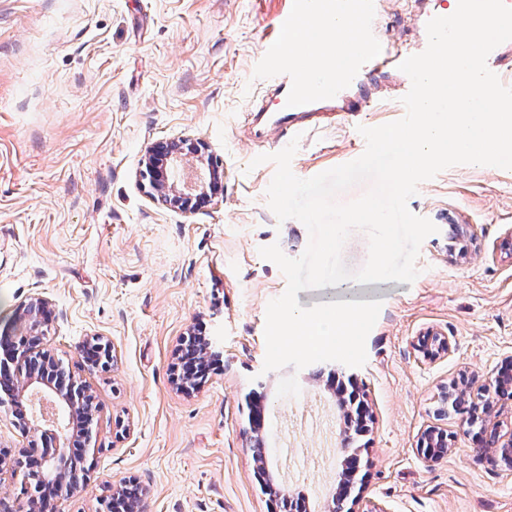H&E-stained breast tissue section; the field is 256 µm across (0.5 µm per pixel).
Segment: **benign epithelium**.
Listing matches in <instances>:
<instances>
[{
  "label": "benign epithelium",
  "mask_w": 512,
  "mask_h": 512,
  "mask_svg": "<svg viewBox=\"0 0 512 512\" xmlns=\"http://www.w3.org/2000/svg\"><path fill=\"white\" fill-rule=\"evenodd\" d=\"M193 159L206 162L210 185L195 192L179 191L172 185L170 173L174 165ZM141 177L146 180L142 188L153 200L182 212L193 213L207 207L223 190V171L209 158L208 145L200 138L178 136L146 146L141 157ZM53 316L49 300L32 295L18 305L12 329L0 333L5 339V358L0 359V372L13 379L11 388L0 390V408L11 411L18 397L36 394L52 409L50 415L43 411L16 415L17 426L30 436V447L40 449V454L31 460L21 449L9 459L0 457V475L6 470L21 471L24 480L21 495L10 502L0 497V512H56L52 500L73 495L90 480L92 466L86 464V457L99 452L96 440L100 406L80 372L107 369L112 362V344L97 336L91 347L82 352L76 365L65 363L42 345ZM190 343L194 345L193 359L197 362L203 363L213 354L212 342L203 336L190 339ZM477 382L476 376L465 374L461 380L443 388L441 412L447 413L454 393L464 387L471 388ZM345 394L343 389L333 393L345 422L350 426H367L370 418L367 401L355 395L347 400ZM492 408L491 396L474 398L466 423L473 426L485 421L491 417ZM250 428L256 442L258 469L264 472V488L274 498L280 512H292L293 502L270 480L269 459L263 444L264 411L260 402L252 408ZM71 447L84 449L78 467L65 458V449ZM420 451L435 459L444 456L448 451L447 433L434 427L426 430L421 437ZM476 452L492 468L509 470L512 468V435L505 440L494 431L479 441ZM356 474V463L346 458L341 482L323 505L322 512H345ZM128 484L125 480L113 488L112 499L101 503L97 512H140V502L130 501L124 495Z\"/></svg>",
  "instance_id": "7a95c632"
}]
</instances>
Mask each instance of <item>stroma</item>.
<instances>
[{
  "instance_id": "35a3bbf8",
  "label": "stroma",
  "mask_w": 512,
  "mask_h": 512,
  "mask_svg": "<svg viewBox=\"0 0 512 512\" xmlns=\"http://www.w3.org/2000/svg\"><path fill=\"white\" fill-rule=\"evenodd\" d=\"M284 0H0V328L27 296L48 297L46 348L75 363L84 343H112V369L84 379L101 406L95 470L59 512H97L109 485L132 478L142 512H271L245 435L248 397H266L271 471L312 510L343 461L342 421L324 377L364 385L374 416L361 437V496L383 512H512V471L480 457L460 415L433 417L440 387L494 379L512 361V170L455 165L423 181L409 209L437 228L413 283L391 298L365 341L367 360L264 371L268 303L284 274L261 257L309 242L278 220L267 188L281 130L256 144L242 114L265 98L268 39ZM401 77L383 78L358 120L309 128L291 162L307 178L352 161L359 127L400 117ZM205 139L224 192L203 211L160 208L140 185L151 142ZM469 233L448 244V221ZM199 332L219 361L194 391L173 381L175 352ZM448 337L424 358L421 337ZM451 445L418 450L432 426Z\"/></svg>"
}]
</instances>
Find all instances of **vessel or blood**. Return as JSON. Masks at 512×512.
<instances>
[{"mask_svg": "<svg viewBox=\"0 0 512 512\" xmlns=\"http://www.w3.org/2000/svg\"><path fill=\"white\" fill-rule=\"evenodd\" d=\"M382 6L383 0H288L275 21L280 43L287 40L302 19L319 10L327 15H351L367 45L348 48V62L340 77L312 81L305 80L296 57L283 51L280 44L274 47L267 55L264 77L273 96L266 104L245 112V124L276 125L297 135L306 130L307 118L322 110L339 107L352 116L371 111L378 102L373 92L378 78L397 70L407 57L426 48L425 43L410 46L383 32Z\"/></svg>", "mask_w": 512, "mask_h": 512, "instance_id": "obj_1", "label": "vessel or blood"}]
</instances>
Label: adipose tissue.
I'll return each mask as SVG.
<instances>
[{"label":"adipose tissue","mask_w":512,"mask_h":512,"mask_svg":"<svg viewBox=\"0 0 512 512\" xmlns=\"http://www.w3.org/2000/svg\"><path fill=\"white\" fill-rule=\"evenodd\" d=\"M357 39L352 20L320 14L299 23L288 48L317 61L322 73L333 74L341 69L345 49Z\"/></svg>","instance_id":"adipose-tissue-1"}]
</instances>
